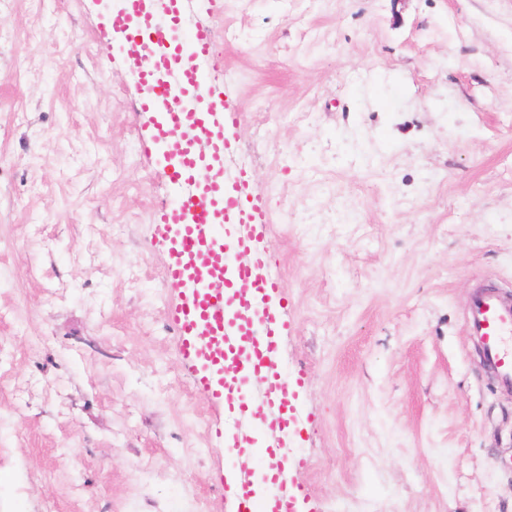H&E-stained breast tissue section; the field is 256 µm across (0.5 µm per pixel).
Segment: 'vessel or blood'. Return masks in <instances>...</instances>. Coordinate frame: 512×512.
Returning <instances> with one entry per match:
<instances>
[{"instance_id": "b4317fda", "label": "vessel or blood", "mask_w": 512, "mask_h": 512, "mask_svg": "<svg viewBox=\"0 0 512 512\" xmlns=\"http://www.w3.org/2000/svg\"><path fill=\"white\" fill-rule=\"evenodd\" d=\"M166 22L159 34L167 47L185 50L182 66L168 78L188 94L186 111L170 112L159 129L178 163L173 171L188 191L155 217L171 238L165 267L168 285L179 300L170 308L182 361L193 368L197 390L223 406L232 419L224 447L242 457L253 445V433L268 436L265 455L273 459L268 479L272 495L252 504L248 482H241L237 502L254 512H296L303 486L285 491L281 480L288 464V442L294 430L291 399L298 376L281 370L275 360L288 323L270 298L279 281L256 244L269 230L262 196L247 171L226 180L224 157L237 147L235 130L241 115L233 103L230 81H209L201 67L212 53V33L187 28L184 17L193 0H161ZM141 112L158 110L160 95L154 73L142 71ZM208 259L223 291L195 287L191 270ZM466 335L478 339L486 368L498 384L512 390V301L494 287L479 286L464 321ZM264 377L253 395L255 377Z\"/></svg>"}]
</instances>
